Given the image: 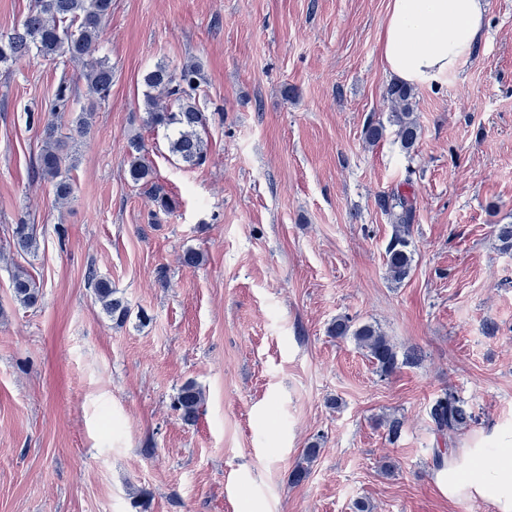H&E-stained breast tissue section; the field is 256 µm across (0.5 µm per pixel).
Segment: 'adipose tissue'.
Returning <instances> with one entry per match:
<instances>
[{
	"instance_id": "obj_1",
	"label": "adipose tissue",
	"mask_w": 512,
	"mask_h": 512,
	"mask_svg": "<svg viewBox=\"0 0 512 512\" xmlns=\"http://www.w3.org/2000/svg\"><path fill=\"white\" fill-rule=\"evenodd\" d=\"M484 0H389L380 36L385 72L431 88L457 73L483 34ZM438 483L453 502L512 512V425L493 429L481 448L449 452Z\"/></svg>"
}]
</instances>
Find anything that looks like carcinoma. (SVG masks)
Instances as JSON below:
<instances>
[{"label": "carcinoma", "instance_id": "obj_1", "mask_svg": "<svg viewBox=\"0 0 512 512\" xmlns=\"http://www.w3.org/2000/svg\"><path fill=\"white\" fill-rule=\"evenodd\" d=\"M112 11V0H35V5L11 32L0 36V64L36 56L49 61L60 60L80 67L79 78L84 80L90 98L104 101L112 90V66L96 56L106 18ZM198 67L189 61L180 67L160 63L143 77L147 88L144 93L147 123L173 131L169 151L189 167L202 164L207 158V142L202 137L207 117L196 101ZM74 89L70 80L63 78L58 84L52 111L68 108L73 101ZM386 99L391 103L390 122L397 127V135L404 147L415 146L420 129L413 117L415 92L405 84L394 83L386 89ZM29 123L43 129V148L37 155L36 169L39 177L51 183L57 201L71 200L73 184L64 175L66 145L57 138L52 120L40 113H29ZM129 176L136 184L147 187L149 198L159 210L169 213L173 201L163 187L154 181L152 167L140 154L138 145L132 146L128 161ZM395 226V233L386 247V261L391 278L400 283L410 274L413 254L409 249L410 226L415 218L411 199L394 194L379 200ZM13 236L19 248L35 252L39 241L28 224H17ZM87 280L103 312L118 326L130 316L124 300L116 295L109 280L89 270ZM15 299L25 307H35L41 292L32 276L19 269L12 276ZM332 336H350L377 366L382 376L392 374L399 365L396 347L373 324L354 326L347 317L336 319L329 329ZM204 397L193 381L186 382L177 393L174 407L186 425L196 422ZM430 419L440 432H455L477 422L470 406L454 391L448 389L438 396L430 408ZM320 448L313 444L304 449L302 457L290 474L294 484L303 481L310 464L318 457Z\"/></svg>", "mask_w": 512, "mask_h": 512}]
</instances>
